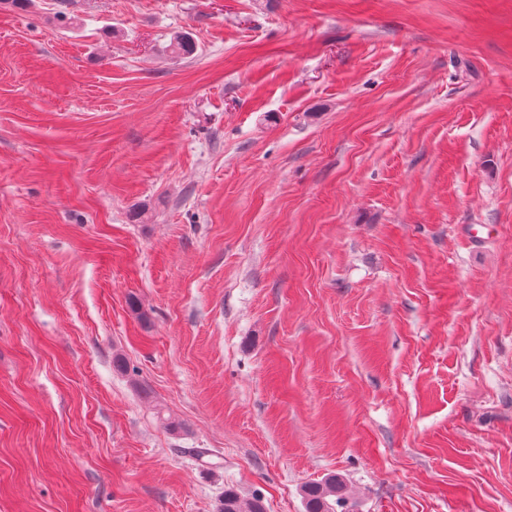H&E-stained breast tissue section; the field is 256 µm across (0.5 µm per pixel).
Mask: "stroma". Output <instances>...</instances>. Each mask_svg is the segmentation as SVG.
<instances>
[{"label": "stroma", "instance_id": "stroma-1", "mask_svg": "<svg viewBox=\"0 0 512 512\" xmlns=\"http://www.w3.org/2000/svg\"><path fill=\"white\" fill-rule=\"evenodd\" d=\"M330 474L512 512V0L0 6V512Z\"/></svg>", "mask_w": 512, "mask_h": 512}]
</instances>
